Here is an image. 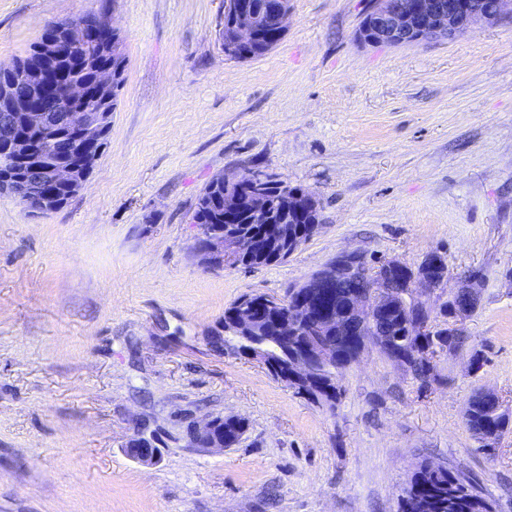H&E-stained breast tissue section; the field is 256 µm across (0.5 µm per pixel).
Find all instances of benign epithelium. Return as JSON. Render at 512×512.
<instances>
[{"instance_id":"1","label":"benign epithelium","mask_w":512,"mask_h":512,"mask_svg":"<svg viewBox=\"0 0 512 512\" xmlns=\"http://www.w3.org/2000/svg\"><path fill=\"white\" fill-rule=\"evenodd\" d=\"M505 0H374L362 20L359 38L366 43L410 44L431 38H455L465 34L480 20L493 21L502 12ZM291 12L290 0H276L274 5L254 0H224V47L244 56L265 49L263 37L280 35L286 30ZM95 41L117 52L122 36L105 16L90 24L73 18L56 27V33L43 39L40 67L17 76L16 82L0 86V100L6 108L10 135L0 142V169L21 167V174L0 183V193L25 199L47 213L64 206L57 195L62 190L69 198L85 186L100 158L99 144L109 126L110 113L96 112L86 105L67 112L54 107L57 85L54 78L64 75L60 62L72 51ZM120 77L109 67L100 69L97 82L111 93ZM269 172L253 170L232 177L221 175L224 184V220L238 223L244 217L250 224H267L271 237L264 244H251L237 235L214 233L205 224L196 225L193 249L208 269H222L237 264L255 250L269 252L286 242L299 248L302 240L289 231L286 222L303 218L317 204L316 198L303 190H285L278 194L271 209ZM439 261L409 272L397 259L382 262L376 271L368 269L357 252H345L333 262L296 285L304 289L298 295V312L305 318L311 308L318 315L310 322V335L319 338L311 355L320 360L333 354L325 338L341 325L348 337L358 338L360 348L373 344L382 348L385 337L373 334L375 322L399 304H410L414 311L403 319V334L423 336L432 327L429 297L446 282L431 275ZM475 291L462 302L448 294V336L461 332L463 321L478 307ZM217 416L210 415L192 427L191 440L198 448L224 450V438L216 436ZM132 456L140 463H156L158 451L141 437L130 445Z\"/></svg>"}]
</instances>
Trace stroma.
Returning <instances> with one entry per match:
<instances>
[{
  "mask_svg": "<svg viewBox=\"0 0 512 512\" xmlns=\"http://www.w3.org/2000/svg\"><path fill=\"white\" fill-rule=\"evenodd\" d=\"M372 0H291L276 46L225 56L224 0H0V65L48 24L108 13L126 59L110 142L85 187L32 216L0 195V512H400L434 463L512 512V429L464 425L474 390L512 413V0L464 35L357 38ZM264 166L322 207L288 259L210 270L192 210L219 175ZM345 251L476 280L468 346L420 383L377 348L335 408L217 350L224 311L282 295ZM481 354L477 373L467 369ZM244 418L241 443L190 426ZM154 437L158 461L129 452ZM218 415H209L201 422H196L192 427L191 440L196 447L204 449L224 450L238 445L246 433L247 422L244 419L233 416H222L221 424L217 431L224 436L218 438L215 434ZM222 428V430H221Z\"/></svg>",
  "mask_w": 512,
  "mask_h": 512,
  "instance_id": "stroma-1",
  "label": "stroma"
}]
</instances>
